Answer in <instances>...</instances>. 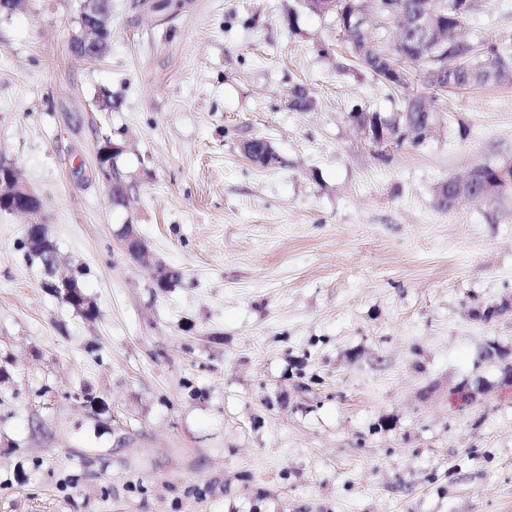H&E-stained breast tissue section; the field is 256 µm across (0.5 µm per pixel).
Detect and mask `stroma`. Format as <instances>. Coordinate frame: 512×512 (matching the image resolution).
Segmentation results:
<instances>
[{"label": "stroma", "mask_w": 512, "mask_h": 512, "mask_svg": "<svg viewBox=\"0 0 512 512\" xmlns=\"http://www.w3.org/2000/svg\"><path fill=\"white\" fill-rule=\"evenodd\" d=\"M79 5L0 16V156L96 306L42 288L28 217L0 211V512H512V193H434L512 162V84L384 148L350 115L400 99L301 0H112L94 61L68 49ZM467 27L512 37V0ZM105 135L128 145L126 209ZM109 151H112V164L110 161L108 163L101 162L100 159H104L105 153ZM126 151L125 145H116L112 143L111 139L106 137L100 144L97 158L99 169L101 170V174L107 186L108 195L112 197V195L120 194L122 198V208H127L128 206L131 198L132 183L134 181L131 175L122 173L117 169L115 160ZM128 178L131 179V181H128Z\"/></svg>", "instance_id": "1"}]
</instances>
